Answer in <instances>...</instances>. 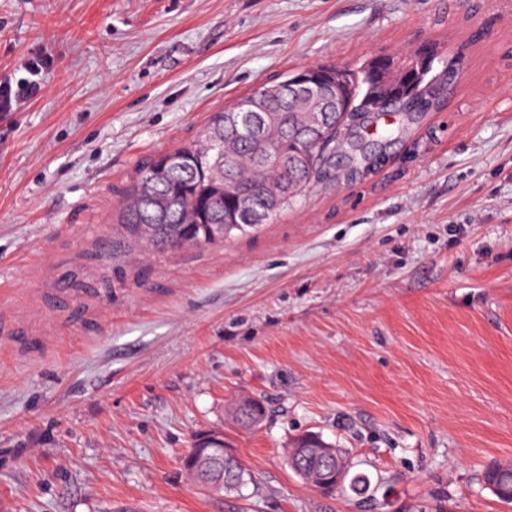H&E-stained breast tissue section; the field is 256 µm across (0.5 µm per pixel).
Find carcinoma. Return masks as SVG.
Segmentation results:
<instances>
[{"mask_svg":"<svg viewBox=\"0 0 512 512\" xmlns=\"http://www.w3.org/2000/svg\"><path fill=\"white\" fill-rule=\"evenodd\" d=\"M312 71L331 76L341 73V108L325 113L321 125L314 129L292 84L294 75L288 74L276 83V116L282 135L274 146L282 156L280 164L268 165L261 160L264 138L247 136L226 125L224 115L232 112L240 114L245 126L260 122L254 113L243 109L246 98L212 113L195 139L137 165L120 205L121 237L112 238L101 249V257L107 259L126 249L176 253L188 247L213 245L266 223L256 216L267 214L272 218L311 189L322 177L328 153L343 141V131L359 114L379 104L377 94L389 83L388 69L374 64L372 57L356 68L322 65ZM423 80L438 86V96L423 92L414 100L408 99L399 86L400 106L426 112L440 105L448 86L456 80V69L447 64L436 72L431 61ZM224 138L236 143L235 152L228 157L221 154L219 145ZM245 199L250 202L246 211L241 209ZM229 219L236 220L238 226H227ZM233 415L241 426L255 427L264 417V406L257 399L243 398L235 404ZM199 447L200 443H194L184 459L186 469L199 484L206 486L222 477L226 490L245 485V468L238 458L220 456L203 462L197 456ZM323 447L332 448L334 444L315 432L300 436L288 451L290 469L314 487L320 473L337 469L342 473L339 488L347 487L357 496L366 494L369 479L363 473L351 474L352 463L344 449H336V457L321 464L300 452L302 448ZM484 482L501 502L512 505V464L490 465Z\"/></svg>","mask_w":512,"mask_h":512,"instance_id":"1","label":"carcinoma"}]
</instances>
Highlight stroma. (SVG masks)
<instances>
[{"instance_id":"35a3bbf8","label":"stroma","mask_w":512,"mask_h":512,"mask_svg":"<svg viewBox=\"0 0 512 512\" xmlns=\"http://www.w3.org/2000/svg\"><path fill=\"white\" fill-rule=\"evenodd\" d=\"M428 42L438 111L360 129L272 221L102 261L136 166L282 75ZM0 512H512V0H0ZM261 399L262 423L231 406ZM307 431L364 496L287 464ZM223 435L240 492L197 485ZM43 63L33 59L24 64V69L31 76L30 79L13 85L11 78L0 80V112H12L35 97L42 90L39 75L42 72ZM297 448H310L309 452L311 456L317 460H322L329 456L332 454L333 448H336V457L330 462L320 464L305 458L303 453L297 450ZM288 464L295 474L306 480L315 488L317 487V477L320 473L329 469L335 471L336 468H338L342 473L341 483L339 477H335L333 481L325 480L321 490L326 495L333 494L336 490L345 488L346 483H348L349 489L357 496L366 494L370 488L369 479L365 474L356 473L351 475L353 466L348 458L347 452L343 448H338L336 444L325 441L319 433L310 432L297 438L292 448L288 451ZM295 471H298V473ZM337 486L338 488L336 489ZM484 482L501 502L512 505V464H492L484 473Z\"/></svg>"}]
</instances>
